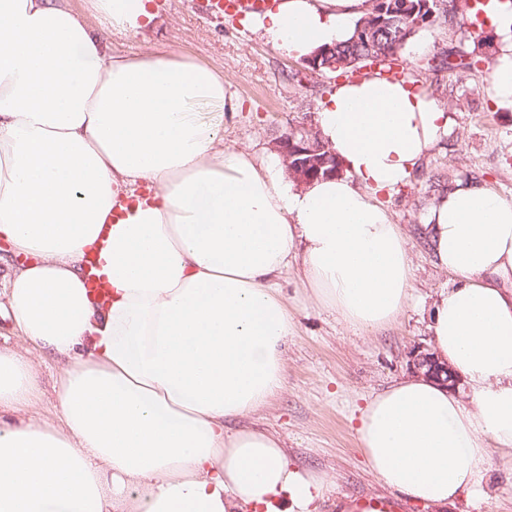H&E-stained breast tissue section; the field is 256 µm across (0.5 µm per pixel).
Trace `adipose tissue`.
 Listing matches in <instances>:
<instances>
[{
  "label": "adipose tissue",
  "mask_w": 512,
  "mask_h": 512,
  "mask_svg": "<svg viewBox=\"0 0 512 512\" xmlns=\"http://www.w3.org/2000/svg\"><path fill=\"white\" fill-rule=\"evenodd\" d=\"M150 2L87 0L81 17L69 0H0V318L65 360L56 427L22 416L39 376L0 346V512H317L324 474L250 421L285 384L278 280L297 267L348 327L395 322L411 262L383 199L450 117L398 81L343 84L315 123L346 172L294 183L279 154L220 147L238 108L222 72L113 52L106 34L156 22ZM368 10L281 0L257 27L307 56ZM489 23L490 86L512 108V0ZM424 230L449 276L433 351L469 396L407 377L367 400L356 433L383 486L429 506L477 493L492 453L512 457V200L456 182Z\"/></svg>",
  "instance_id": "adipose-tissue-1"
}]
</instances>
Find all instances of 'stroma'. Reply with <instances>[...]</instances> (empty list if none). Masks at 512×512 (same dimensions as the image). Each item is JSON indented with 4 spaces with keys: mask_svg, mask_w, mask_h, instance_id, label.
Here are the masks:
<instances>
[{
    "mask_svg": "<svg viewBox=\"0 0 512 512\" xmlns=\"http://www.w3.org/2000/svg\"><path fill=\"white\" fill-rule=\"evenodd\" d=\"M157 3L154 26L138 35L110 36L109 43L123 54L172 52L223 71L226 90L240 109L224 115L222 147L245 149L265 159L278 135L292 124L313 122L321 101L337 88L333 80L311 75L300 57L276 48L248 22L209 19L201 14L199 0ZM484 37L478 43L463 28L436 24L420 30L401 52L407 81L439 100L453 124L410 181L386 201L392 222L408 237L412 270V297L396 322L377 334L353 330L312 297L296 272L278 282L294 330L286 344V388L259 422L280 438L296 467L325 475L330 494L320 512H337L336 504L343 499L388 493L359 453L355 428L367 398L408 375L410 350L429 346L431 303L448 285L447 273L434 263L419 232L434 201L429 177L444 173L453 182L475 179L512 200V108L490 102L487 65L497 37L490 27ZM449 50L477 57L478 66L459 75L430 71L428 59ZM0 343L36 365L40 393L24 415L60 425L55 390L59 360L38 354L23 337L12 334L6 321H0ZM404 512H512V470L492 455L480 496L465 494L441 509L409 501Z\"/></svg>",
    "mask_w": 512,
    "mask_h": 512,
    "instance_id": "1",
    "label": "stroma"
}]
</instances>
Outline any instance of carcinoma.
Masks as SVG:
<instances>
[{"mask_svg":"<svg viewBox=\"0 0 512 512\" xmlns=\"http://www.w3.org/2000/svg\"><path fill=\"white\" fill-rule=\"evenodd\" d=\"M424 1L435 4V0H384L379 5L382 12L377 15L380 23L363 16L359 22L369 26V31L360 33L355 30L345 42L320 51V72L334 79H350L369 64L371 58L381 59L379 72L389 71L399 65L401 50L415 35L413 23L416 19H422L423 26L428 27L438 21L449 23L458 14L472 9L469 0H452L450 8L436 7L434 15L430 17L423 11ZM475 64V60L463 55L443 54L432 69L459 73L473 69Z\"/></svg>","mask_w":512,"mask_h":512,"instance_id":"1","label":"carcinoma"}]
</instances>
